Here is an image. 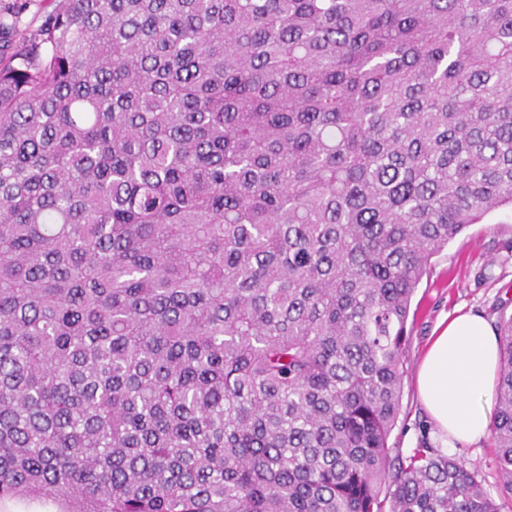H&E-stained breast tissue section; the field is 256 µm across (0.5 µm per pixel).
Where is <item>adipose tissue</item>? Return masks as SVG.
Returning <instances> with one entry per match:
<instances>
[{
	"label": "adipose tissue",
	"mask_w": 512,
	"mask_h": 512,
	"mask_svg": "<svg viewBox=\"0 0 512 512\" xmlns=\"http://www.w3.org/2000/svg\"><path fill=\"white\" fill-rule=\"evenodd\" d=\"M499 339L481 314L462 312L435 336L420 366L417 389L432 421L449 439L473 444L490 433L484 398L492 390Z\"/></svg>",
	"instance_id": "obj_1"
}]
</instances>
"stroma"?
Here are the masks:
<instances>
[{
	"label": "stroma",
	"instance_id": "stroma-1",
	"mask_svg": "<svg viewBox=\"0 0 512 512\" xmlns=\"http://www.w3.org/2000/svg\"><path fill=\"white\" fill-rule=\"evenodd\" d=\"M50 0H0V18L11 26L8 41L37 28L51 11ZM484 313L491 323L512 315V214L498 212L471 225L431 260L412 302L408 325L412 332L405 351L402 409L391 434L392 454L408 455L421 439L450 447L452 453L481 470L490 489L499 478L492 468V440L472 445H449L427 414L417 391L422 359L446 317L457 311Z\"/></svg>",
	"mask_w": 512,
	"mask_h": 512
}]
</instances>
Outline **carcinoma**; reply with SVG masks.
<instances>
[{
  "instance_id": "obj_1",
  "label": "carcinoma",
  "mask_w": 512,
  "mask_h": 512,
  "mask_svg": "<svg viewBox=\"0 0 512 512\" xmlns=\"http://www.w3.org/2000/svg\"><path fill=\"white\" fill-rule=\"evenodd\" d=\"M504 208L512 0H54L0 51V502L502 512L389 439L414 292Z\"/></svg>"
}]
</instances>
